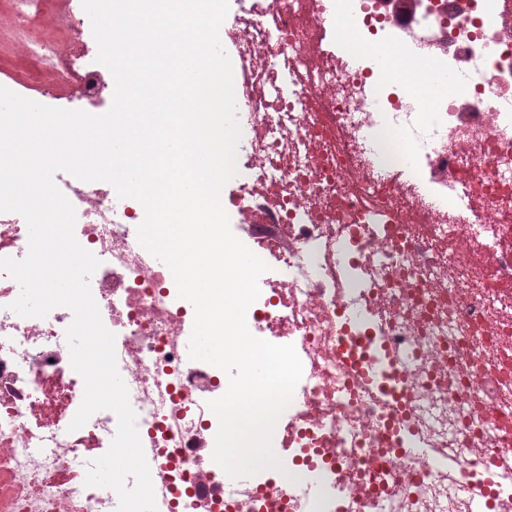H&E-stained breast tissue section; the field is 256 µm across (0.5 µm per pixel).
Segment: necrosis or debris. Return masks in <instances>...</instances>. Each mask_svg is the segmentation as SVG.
Here are the masks:
<instances>
[{
    "instance_id": "necrosis-or-debris-1",
    "label": "necrosis or debris",
    "mask_w": 512,
    "mask_h": 512,
    "mask_svg": "<svg viewBox=\"0 0 512 512\" xmlns=\"http://www.w3.org/2000/svg\"><path fill=\"white\" fill-rule=\"evenodd\" d=\"M11 2L0 53L45 65L40 91L60 108L102 102L74 81L96 43L72 55L41 32L48 0ZM233 2L224 47L257 110L237 147L249 177L226 213L278 227L266 248L283 277L261 282L246 324L301 360L273 449L305 471L292 486L273 468L244 484L213 460L207 400L229 380L184 356L194 307L124 233L143 204L89 182L67 195L75 238L99 261L91 291L157 512H471L469 463L488 448L483 489L492 512H512V0H416L404 15L395 0ZM348 36L368 53L352 55ZM325 39L334 49L312 67L305 50ZM425 60L451 78L440 95L412 79ZM27 253L24 218L0 212V258ZM18 289L0 272V512H117V493L85 484L116 414L69 428L84 398L66 339L74 314L20 316Z\"/></svg>"
}]
</instances>
